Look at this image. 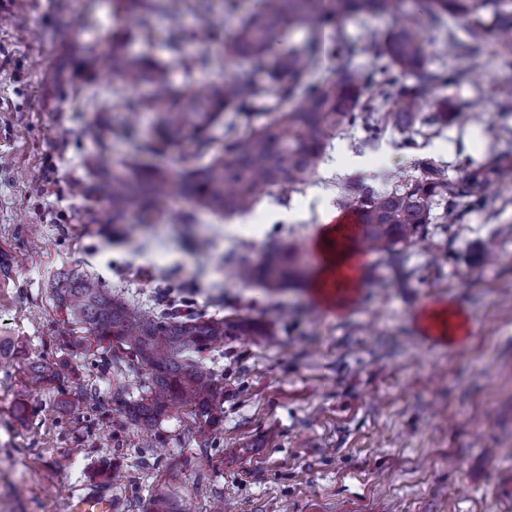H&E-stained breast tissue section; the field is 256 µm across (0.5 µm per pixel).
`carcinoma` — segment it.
Listing matches in <instances>:
<instances>
[{"instance_id": "cac0c4a2", "label": "carcinoma", "mask_w": 512, "mask_h": 512, "mask_svg": "<svg viewBox=\"0 0 512 512\" xmlns=\"http://www.w3.org/2000/svg\"><path fill=\"white\" fill-rule=\"evenodd\" d=\"M408 0H256L239 15L240 0H222L224 20L210 21L194 35L182 26L185 13L207 16L215 0H116L136 15L141 35L154 21L166 18V48L185 77L175 86L170 66L142 53H128L112 37V71L119 80L118 96L126 111L117 136L127 147L120 170H99L87 187L89 195H104L112 223L121 224L136 211L143 221L155 219L164 201H183L194 209L224 215L245 214L273 189L296 190L316 173L329 139L360 128L361 147L374 149L387 130L407 131L416 124L445 127L460 113L448 98L434 91L448 85L443 71L426 68L429 34L418 21L404 15ZM432 30L443 34L460 66L474 69L485 37L492 36L501 55L512 58V0H424ZM393 16L399 22L387 31L381 49L368 68L357 65V49L336 24L353 17ZM469 25L460 37L448 19ZM302 30L305 38L273 51L286 31ZM227 59H244L251 74L226 73L200 88L198 73L224 69ZM336 63V75L308 85L299 100L296 80L317 74L324 63ZM150 87L145 96L136 94ZM428 111H422V108ZM273 120L253 126L260 111ZM153 114L151 134L139 131L142 114ZM221 125L216 138L211 130ZM244 126L252 127L241 133ZM189 144L195 154L213 152L199 168L173 173L163 160L175 146ZM419 175L391 191L362 184L342 188L336 206L352 210L363 225L365 248L403 269L404 250L423 239L433 223V211L443 206V224H454L458 208L483 209L489 188L512 183V151L489 156L464 175L448 178L447 170L431 160L417 163ZM314 269L300 260L296 247L275 241L262 260H236L234 278L244 285L287 288L312 279ZM53 301L67 320L83 324L100 344L128 352L146 371L139 395L126 403L127 419L147 432L173 410L186 408L208 426L218 422L213 400L214 372L193 359L224 342L226 336H262L263 330L245 318H205L172 310L157 313L138 308L112 294L99 280L76 270L61 272ZM27 386L36 391L58 379L46 360L24 363Z\"/></svg>"}]
</instances>
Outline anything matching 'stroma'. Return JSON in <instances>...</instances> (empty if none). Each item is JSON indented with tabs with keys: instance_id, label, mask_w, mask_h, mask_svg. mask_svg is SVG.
<instances>
[{
	"instance_id": "35a3bbf8",
	"label": "stroma",
	"mask_w": 512,
	"mask_h": 512,
	"mask_svg": "<svg viewBox=\"0 0 512 512\" xmlns=\"http://www.w3.org/2000/svg\"><path fill=\"white\" fill-rule=\"evenodd\" d=\"M391 24L375 16L339 27L366 67ZM131 26L114 0H0V340L59 373L58 387L29 393L18 359H0V512H72L103 487L112 512H149L159 489L169 512H512L501 506L512 498V187H493L491 205L457 224L430 225L402 272L362 255L358 301L338 313L308 287L244 286L228 261L258 260L275 240L317 259L316 231L337 213L347 176L391 190L417 159L456 178L512 148V112L496 99L512 62L490 39L472 71L448 48L429 49L428 68L450 74L444 93L468 122L395 130L365 152L354 148L360 131L335 136L288 203L197 211L189 224L178 220L184 205L169 204L162 220L133 212L112 224L104 201L74 188L124 158L120 138L104 152L96 136L99 117L117 129L122 115L112 62L98 53ZM439 251L460 259L433 265ZM70 269L144 309L189 296L195 313L262 328L199 355L217 376L214 430L175 410L144 441L125 415L143 369L74 346L85 331L52 299L55 274ZM440 313L462 322L456 349L425 338ZM25 392L20 420L12 407ZM113 465L120 480L100 477Z\"/></svg>"
}]
</instances>
